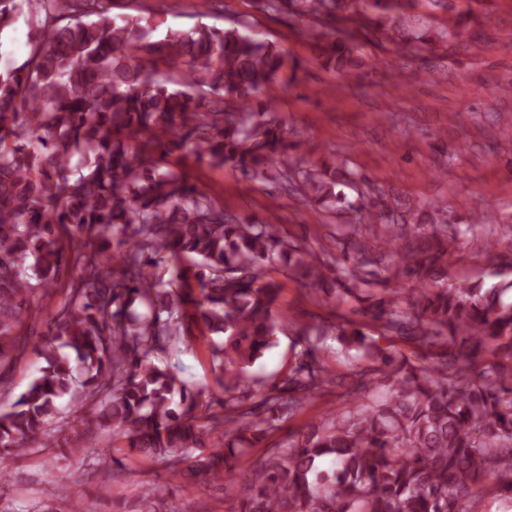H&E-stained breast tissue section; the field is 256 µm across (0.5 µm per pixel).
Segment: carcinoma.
Masks as SVG:
<instances>
[{
  "mask_svg": "<svg viewBox=\"0 0 512 512\" xmlns=\"http://www.w3.org/2000/svg\"><path fill=\"white\" fill-rule=\"evenodd\" d=\"M264 13L308 19L321 65L363 66L360 19L403 48L413 36L404 0H256ZM25 16L19 64L0 71V386L28 339L14 334L31 294L63 282L65 301L35 343L44 365L0 411V462L43 441L66 399L126 440L130 451L213 478L236 467L277 423L337 379L320 340L334 335L379 362L353 373L357 389L383 382L388 398L331 413L289 436L242 475L238 512H475L485 493L512 503V301L508 287L446 283L461 231L420 209L419 238L380 200L358 205L342 158L317 164L274 109L287 53L236 26L157 33L154 14L112 15V0H0V32ZM231 165L297 192L328 213L353 211L340 254L282 235L277 224L224 208L170 157ZM383 224L379 247L363 228ZM383 296L361 313L425 349L416 365L366 343L367 324L291 323L304 345L282 388L240 405L245 371L273 346L286 266L328 301L371 284ZM210 337L221 411L188 388L164 356Z\"/></svg>",
  "mask_w": 512,
  "mask_h": 512,
  "instance_id": "carcinoma-1",
  "label": "carcinoma"
}]
</instances>
